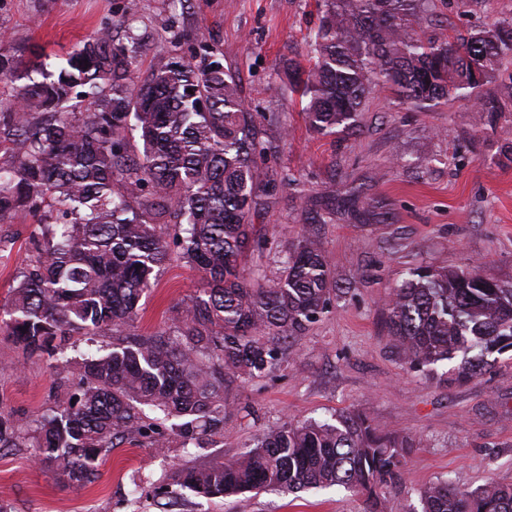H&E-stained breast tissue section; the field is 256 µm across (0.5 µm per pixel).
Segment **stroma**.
Returning a JSON list of instances; mask_svg holds the SVG:
<instances>
[{"instance_id":"35a3bbf8","label":"stroma","mask_w":512,"mask_h":512,"mask_svg":"<svg viewBox=\"0 0 512 512\" xmlns=\"http://www.w3.org/2000/svg\"><path fill=\"white\" fill-rule=\"evenodd\" d=\"M0 0V33L20 59L65 54L96 28L117 40L141 38L142 70L189 56L206 39L235 74L263 139L279 145L269 167L295 179L252 222L265 237L244 274L275 281L288 248L320 244L333 284L345 293L306 329L279 342L276 365L261 377L228 382L224 432L208 447L186 448L169 435L164 452L148 439L120 443L99 478L76 485L54 476L33 449L0 452V501L14 512H162L161 490L181 469L207 468L238 456L268 428L305 419L334 420L358 411L413 452L391 512H415L418 489L451 480L462 489L512 484V350L492 354L481 375L442 382L449 362L410 368L391 341L386 303L394 288L425 266L476 270L512 287V103L489 117L474 99L441 100L429 109L401 103L375 87L354 129L322 137L309 129L280 71L306 61L319 23L317 0ZM512 20V0H425L428 31L467 32ZM165 50H158L159 37ZM360 189L345 200L343 183ZM31 220L0 223V305L18 282ZM202 275L170 259L141 299L137 333L168 329L170 307L190 304ZM66 369L0 334V411L33 423L49 406ZM363 495L333 486L297 494L245 493L227 499L182 490L175 512H365Z\"/></svg>"}]
</instances>
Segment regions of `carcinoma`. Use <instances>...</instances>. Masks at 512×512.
<instances>
[{
  "label": "carcinoma",
  "mask_w": 512,
  "mask_h": 512,
  "mask_svg": "<svg viewBox=\"0 0 512 512\" xmlns=\"http://www.w3.org/2000/svg\"><path fill=\"white\" fill-rule=\"evenodd\" d=\"M321 3L313 65L284 70L314 132L352 127L374 74L405 103L473 95L490 116L502 111V98L482 88L512 55V23L426 36L416 30L421 0ZM142 54L137 38L117 42L100 27L63 65L29 71L0 39V82L14 88L0 101V222L36 217L0 333L77 369L76 392L59 388L35 428L0 413V449L34 448L54 474L81 485L97 478L118 441L148 437L167 447L149 410L174 420L183 446L208 447L224 432L226 379L270 369L274 341L305 330L336 293L319 244L308 238L288 250L278 281L244 277L242 258L263 246L253 215L294 180L269 173L265 161L277 146L260 139L217 49L198 38L200 63L173 57L144 75ZM173 254L202 273L203 287L191 304L170 309V331L129 332ZM388 322L411 367L459 358L448 381L477 376L489 355L512 349V288L471 270L415 271L394 289ZM106 335L107 346L66 357L77 348L72 337ZM411 451L367 415L346 412L334 424L271 428L222 466L182 471L177 485L222 499L341 485L367 496L368 512H388L387 494ZM418 496L421 512H512V484L466 490L437 481Z\"/></svg>",
  "instance_id": "cac0c4a2"
}]
</instances>
